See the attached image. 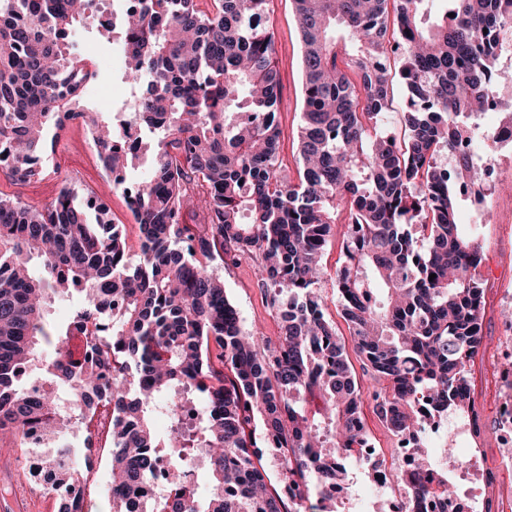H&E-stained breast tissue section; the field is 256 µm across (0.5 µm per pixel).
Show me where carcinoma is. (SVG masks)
<instances>
[{"instance_id": "cac0c4a2", "label": "carcinoma", "mask_w": 512, "mask_h": 512, "mask_svg": "<svg viewBox=\"0 0 512 512\" xmlns=\"http://www.w3.org/2000/svg\"><path fill=\"white\" fill-rule=\"evenodd\" d=\"M139 2L105 22L96 0H0V172L43 176L67 121L84 115L140 242L134 258L90 192L66 184L43 209L0 193V442L25 452L40 435L52 483L80 482L94 422L82 403L95 393L112 400L111 512H354L323 492L352 482L345 459L370 444V400L420 459L394 469L408 506L432 500L444 512L456 491L447 473H428V420L477 418L469 372L484 350L483 254L458 232V198L482 172L461 142L477 141L469 114L512 83L499 66L512 0H293L304 102L296 183L277 174L281 82L267 0ZM88 22L121 41L128 118L154 138L128 142L112 109L82 108L96 72L69 34ZM391 40L404 53L397 75ZM396 78L407 100L401 144L377 130ZM144 154L148 178L121 188ZM343 212L350 232L334 288L374 381L367 392L317 290ZM216 261L257 267L277 341L243 326ZM75 294L67 326L49 334L48 304ZM42 368L55 388L30 389ZM257 422L298 495L270 488ZM157 461L166 489L153 493ZM198 462L210 476L203 502L184 487Z\"/></svg>"}]
</instances>
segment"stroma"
<instances>
[{"label":"stroma","mask_w":512,"mask_h":512,"mask_svg":"<svg viewBox=\"0 0 512 512\" xmlns=\"http://www.w3.org/2000/svg\"><path fill=\"white\" fill-rule=\"evenodd\" d=\"M266 9L275 39L274 58L283 83L277 116L282 131L279 171L281 176L294 180L298 177L297 135L302 111L301 48L292 0H268ZM72 38L82 53L99 64L94 80L85 90V107L94 111L125 99L129 87L123 79L121 66L116 63L122 55L120 45L101 40L95 28L89 25L73 31ZM56 154L68 159L67 164L59 166L57 175L21 184L11 182L0 173V192L36 207L49 205L67 182L95 192L109 206L113 222L123 225L131 252H138V226L122 193L113 190L111 175L101 169L97 148L85 137L81 126L73 124L64 131L56 145ZM493 162L497 169V180L493 189V206L486 215L485 223H472L469 209L459 211L463 231L480 245L484 256L481 274L485 288L482 324L485 351L472 365L470 378L472 397L482 422L477 461L481 468L490 470L498 469L501 457L502 437L494 407L499 396L496 353L502 340L501 322L507 312L505 301L508 293L512 292V156L503 153L494 156ZM342 258L340 241H333L323 259L327 276L319 289L339 336L348 343L352 337L336 303L331 280ZM214 272L223 279L226 293L239 310L245 325L257 326L265 336L277 338L278 317L264 290L258 286L255 266L245 263L238 266L218 265Z\"/></svg>","instance_id":"obj_1"}]
</instances>
